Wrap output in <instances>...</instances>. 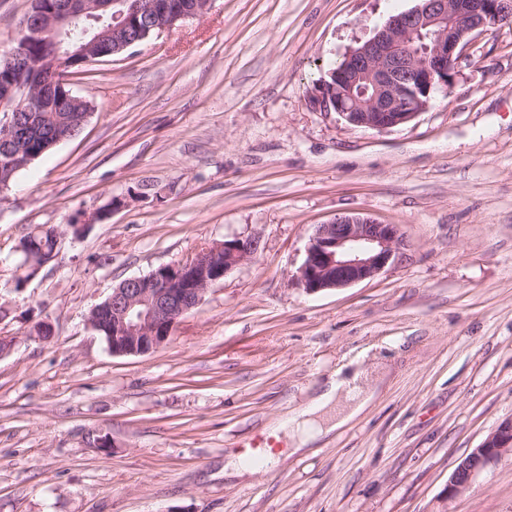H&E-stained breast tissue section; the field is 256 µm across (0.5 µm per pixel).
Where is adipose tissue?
Wrapping results in <instances>:
<instances>
[{
	"label": "adipose tissue",
	"instance_id": "ef3b65f1",
	"mask_svg": "<svg viewBox=\"0 0 512 512\" xmlns=\"http://www.w3.org/2000/svg\"><path fill=\"white\" fill-rule=\"evenodd\" d=\"M374 396V388L363 384L360 375L333 376L305 407L283 418L276 430L283 433L289 454L304 452L359 416Z\"/></svg>",
	"mask_w": 512,
	"mask_h": 512
}]
</instances>
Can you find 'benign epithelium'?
Here are the masks:
<instances>
[{"mask_svg":"<svg viewBox=\"0 0 512 512\" xmlns=\"http://www.w3.org/2000/svg\"><path fill=\"white\" fill-rule=\"evenodd\" d=\"M124 0H54L49 8L27 15L16 45L3 54L5 63L24 55L31 42L50 44L48 57L29 66L44 68L51 79L38 87L0 82V136L10 139L14 116L30 111L34 97L67 102L75 107L76 129L84 126L91 107L69 89L74 57L90 64L119 55L134 46L129 34L132 14L117 6ZM212 0H138L136 13L152 15L156 34L178 22L207 12ZM512 20V0H417L404 12L390 16L374 34L344 55V64L331 72L309 99L320 112L335 111L347 123L372 130L402 126L429 107L434 92L454 78L460 50L474 33ZM417 34L431 41L414 53ZM402 245L399 225L381 224L366 213L340 214L315 226L296 273L308 293L342 289L371 280L391 267ZM260 248L255 237L216 243L176 264L162 265L145 276L124 280L93 307L91 328L112 324L114 355L154 351L171 338L179 321L201 302L209 287L234 268L253 259ZM512 453V419L502 422L461 460L448 491L467 487L488 463Z\"/></svg>","mask_w":512,"mask_h":512,"instance_id":"1","label":"benign epithelium"}]
</instances>
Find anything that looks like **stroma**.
I'll list each match as a JSON object with an SVG mask.
<instances>
[{
	"instance_id": "stroma-1",
	"label": "stroma",
	"mask_w": 512,
	"mask_h": 512,
	"mask_svg": "<svg viewBox=\"0 0 512 512\" xmlns=\"http://www.w3.org/2000/svg\"><path fill=\"white\" fill-rule=\"evenodd\" d=\"M416 0H213L71 84L82 131L0 201V512H512V454L449 479L512 417V26L476 34L391 130L315 112L327 69ZM364 212L404 245L373 280L307 293L315 225ZM66 231L17 285L16 246ZM234 237L255 258L146 355L87 316L120 282ZM40 320L55 336L28 335ZM373 403L285 456L272 433L338 371ZM110 445L95 446L96 436ZM279 451L225 478L230 453Z\"/></svg>"
}]
</instances>
